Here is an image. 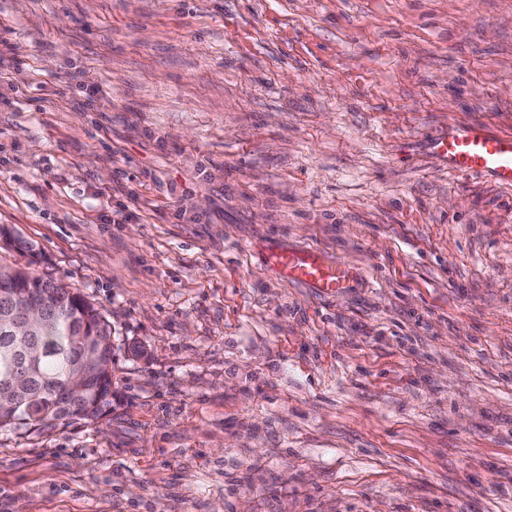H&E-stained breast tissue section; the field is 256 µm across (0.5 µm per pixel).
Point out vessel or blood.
I'll return each mask as SVG.
<instances>
[{
  "label": "vessel or blood",
  "instance_id": "b4317fda",
  "mask_svg": "<svg viewBox=\"0 0 512 512\" xmlns=\"http://www.w3.org/2000/svg\"><path fill=\"white\" fill-rule=\"evenodd\" d=\"M433 147L449 171L480 174L512 188V136L463 125L435 139ZM266 262L283 278L307 283L331 297L338 296L353 276L349 267L326 259L313 248L278 247L268 252Z\"/></svg>",
  "mask_w": 512,
  "mask_h": 512
}]
</instances>
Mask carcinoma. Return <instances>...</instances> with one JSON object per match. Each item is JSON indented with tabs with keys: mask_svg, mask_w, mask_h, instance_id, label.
I'll use <instances>...</instances> for the list:
<instances>
[{
	"mask_svg": "<svg viewBox=\"0 0 512 512\" xmlns=\"http://www.w3.org/2000/svg\"><path fill=\"white\" fill-rule=\"evenodd\" d=\"M35 243L0 225V388L13 408L0 429L39 432L70 420L95 422L112 396V327L80 293L11 260Z\"/></svg>",
	"mask_w": 512,
	"mask_h": 512,
	"instance_id": "1",
	"label": "carcinoma"
}]
</instances>
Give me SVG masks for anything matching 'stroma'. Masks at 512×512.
<instances>
[{"instance_id":"35a3bbf8","label":"stroma","mask_w":512,"mask_h":512,"mask_svg":"<svg viewBox=\"0 0 512 512\" xmlns=\"http://www.w3.org/2000/svg\"><path fill=\"white\" fill-rule=\"evenodd\" d=\"M469 123L512 134V0H0V224L116 351L99 422L0 430V512H512V188L432 148ZM265 260L283 278L312 285L330 297L338 296L353 276L349 267L326 259L314 248L278 247L270 250Z\"/></svg>"}]
</instances>
